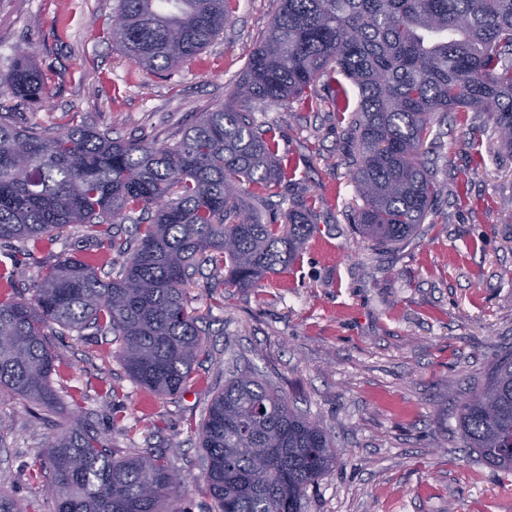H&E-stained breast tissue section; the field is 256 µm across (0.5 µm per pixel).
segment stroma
Wrapping results in <instances>:
<instances>
[{
	"mask_svg": "<svg viewBox=\"0 0 512 512\" xmlns=\"http://www.w3.org/2000/svg\"><path fill=\"white\" fill-rule=\"evenodd\" d=\"M116 0H0V70L32 52L47 74L48 106L5 101L0 121L87 122L123 140L180 141L198 113L224 105L268 28L276 0H240L232 21L173 75L145 76L112 45ZM279 153L296 169L284 201L311 194L315 229L300 262L257 287L212 296L210 267L195 274L190 307L208 349L194 385L155 398L109 356L111 335L52 336L65 359L53 388L75 387L47 408L0 393V493L40 500L49 476L35 452L63 414L99 433L118 457L162 450L182 477L202 473L197 428L231 368L254 372L336 442V462L311 486L304 512H512V473L466 448L458 408L512 351V153L486 115L435 118L426 140L448 192L405 245L375 249L350 222L361 200L352 182L359 152L325 108L257 109ZM69 239L0 241V267L26 263L16 284L30 296L37 274L80 246Z\"/></svg>",
	"mask_w": 512,
	"mask_h": 512,
	"instance_id": "1",
	"label": "stroma"
}]
</instances>
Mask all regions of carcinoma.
<instances>
[{
    "instance_id": "obj_1",
    "label": "carcinoma",
    "mask_w": 512,
    "mask_h": 512,
    "mask_svg": "<svg viewBox=\"0 0 512 512\" xmlns=\"http://www.w3.org/2000/svg\"><path fill=\"white\" fill-rule=\"evenodd\" d=\"M237 0H117L112 41L136 68L170 72L224 32ZM357 91L356 101L343 80ZM330 97L309 94L316 83ZM47 77L23 51L0 71V99L38 102ZM328 105L360 152L357 232L382 249L410 240L445 186L423 149L437 114L483 112L512 153V0H278L229 103L202 112L176 145L122 141L89 125L56 131L0 122V240L28 241L90 224L97 237L131 221L136 246L112 276L106 253L65 254L29 298L0 271V392L50 404L64 363L47 331L93 327L120 342L128 376L159 397L189 386L206 354L186 287L202 256L211 289L253 288L295 264L315 225L312 203L273 202L295 173L258 106ZM255 204L249 205L243 193ZM467 447L512 471V351L459 415ZM38 454L52 474L49 512H185V480L162 455L117 458L76 421ZM212 512H302L335 461L327 430L251 373H232L198 428Z\"/></svg>"
}]
</instances>
